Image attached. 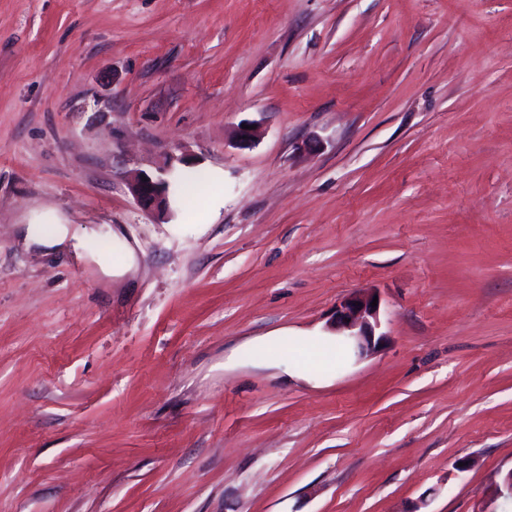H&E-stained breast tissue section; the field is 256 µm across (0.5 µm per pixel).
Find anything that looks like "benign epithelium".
<instances>
[{
    "label": "benign epithelium",
    "mask_w": 512,
    "mask_h": 512,
    "mask_svg": "<svg viewBox=\"0 0 512 512\" xmlns=\"http://www.w3.org/2000/svg\"><path fill=\"white\" fill-rule=\"evenodd\" d=\"M162 178L137 175L131 182L130 190L138 204L149 212H163L167 209V195ZM374 295L364 294L344 300L331 316L327 329L329 332L344 337L353 355L363 358L376 351L384 340V334H376L380 327V306L372 305Z\"/></svg>",
    "instance_id": "7a95c632"
}]
</instances>
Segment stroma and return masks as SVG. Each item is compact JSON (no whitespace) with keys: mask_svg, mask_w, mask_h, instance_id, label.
Here are the masks:
<instances>
[{"mask_svg":"<svg viewBox=\"0 0 512 512\" xmlns=\"http://www.w3.org/2000/svg\"><path fill=\"white\" fill-rule=\"evenodd\" d=\"M169 169L219 202L141 209ZM368 293L379 349L293 371ZM511 470L512 0H0V512H512ZM146 177L147 181H142ZM167 181L162 178H152L139 174L131 182L130 190L138 204L149 212H164L167 209V195L164 185ZM47 217L53 219L54 224H50L49 229H42L41 224H28L26 238L46 250H58L67 240L69 229L67 224L60 223L56 216L47 215Z\"/></svg>","mask_w":512,"mask_h":512,"instance_id":"1","label":"stroma"}]
</instances>
